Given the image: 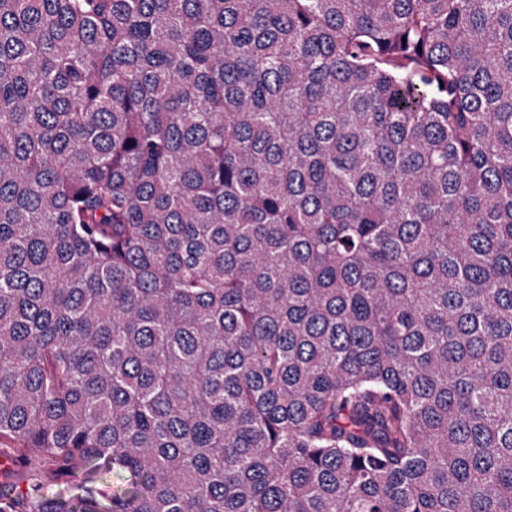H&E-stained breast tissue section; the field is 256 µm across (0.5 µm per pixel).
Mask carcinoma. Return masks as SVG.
Returning <instances> with one entry per match:
<instances>
[{
    "label": "carcinoma",
    "instance_id": "1",
    "mask_svg": "<svg viewBox=\"0 0 512 512\" xmlns=\"http://www.w3.org/2000/svg\"><path fill=\"white\" fill-rule=\"evenodd\" d=\"M1 438L30 512H512V0H0Z\"/></svg>",
    "mask_w": 512,
    "mask_h": 512
}]
</instances>
